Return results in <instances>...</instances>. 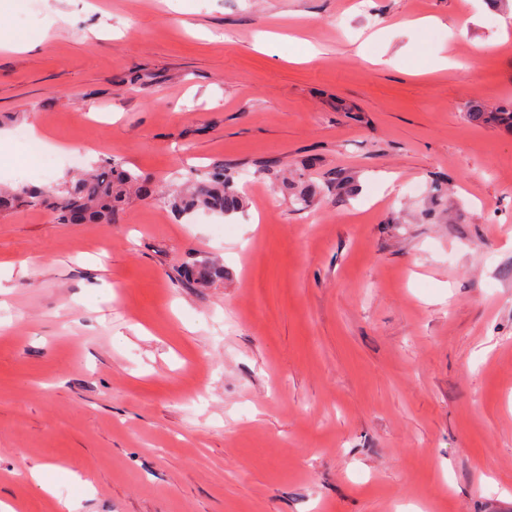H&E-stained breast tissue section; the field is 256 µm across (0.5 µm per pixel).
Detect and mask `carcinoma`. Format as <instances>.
<instances>
[{
    "mask_svg": "<svg viewBox=\"0 0 512 512\" xmlns=\"http://www.w3.org/2000/svg\"><path fill=\"white\" fill-rule=\"evenodd\" d=\"M466 117L472 123L512 131V100L492 109L471 106ZM133 191L146 192L145 179L107 161L90 172L72 176L57 189L20 186L0 190V212L31 207L50 212L59 224H110L118 213L117 203ZM244 203V196L234 187L233 175L222 165L200 174L171 199V204L186 214L196 210L234 213L243 209Z\"/></svg>",
    "mask_w": 512,
    "mask_h": 512,
    "instance_id": "cac0c4a2",
    "label": "carcinoma"
}]
</instances>
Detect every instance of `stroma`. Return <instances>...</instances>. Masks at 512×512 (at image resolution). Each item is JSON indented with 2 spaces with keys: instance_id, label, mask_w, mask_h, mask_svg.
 Segmentation results:
<instances>
[{
  "instance_id": "35a3bbf8",
  "label": "stroma",
  "mask_w": 512,
  "mask_h": 512,
  "mask_svg": "<svg viewBox=\"0 0 512 512\" xmlns=\"http://www.w3.org/2000/svg\"><path fill=\"white\" fill-rule=\"evenodd\" d=\"M500 3L1 12L36 46L0 48V186L111 158L152 193L0 213V500L60 512L40 467L78 512H512V133L465 117L512 97ZM217 163L244 211L158 202Z\"/></svg>"
}]
</instances>
